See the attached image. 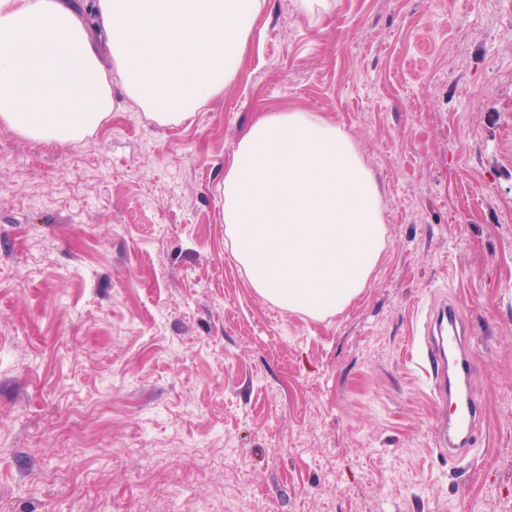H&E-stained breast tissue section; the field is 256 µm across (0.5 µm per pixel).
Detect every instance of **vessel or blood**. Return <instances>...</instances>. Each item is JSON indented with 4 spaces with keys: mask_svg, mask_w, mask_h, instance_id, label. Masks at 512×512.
<instances>
[{
    "mask_svg": "<svg viewBox=\"0 0 512 512\" xmlns=\"http://www.w3.org/2000/svg\"><path fill=\"white\" fill-rule=\"evenodd\" d=\"M457 323L453 306L438 308L428 348L435 397L458 405L455 417L444 419L435 428L438 445L451 452L471 448L483 421L482 405L469 389L473 366L466 350L468 335L458 329Z\"/></svg>",
    "mask_w": 512,
    "mask_h": 512,
    "instance_id": "vessel-or-blood-1",
    "label": "vessel or blood"
}]
</instances>
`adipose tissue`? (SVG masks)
I'll return each mask as SVG.
<instances>
[{
    "label": "adipose tissue",
    "instance_id": "ef3b65f1",
    "mask_svg": "<svg viewBox=\"0 0 512 512\" xmlns=\"http://www.w3.org/2000/svg\"><path fill=\"white\" fill-rule=\"evenodd\" d=\"M268 0H0V124L76 143L120 86L177 125L238 75ZM379 184L356 140L302 108L263 113L224 167V229L256 293L317 317L367 287L386 246Z\"/></svg>",
    "mask_w": 512,
    "mask_h": 512
}]
</instances>
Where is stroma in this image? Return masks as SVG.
<instances>
[{
	"mask_svg": "<svg viewBox=\"0 0 512 512\" xmlns=\"http://www.w3.org/2000/svg\"><path fill=\"white\" fill-rule=\"evenodd\" d=\"M75 144L0 125V512H512V0H268L223 95ZM301 107L358 142L386 247L321 317L262 298L224 166ZM483 431L439 452L428 311Z\"/></svg>",
	"mask_w": 512,
	"mask_h": 512,
	"instance_id": "1",
	"label": "stroma"
}]
</instances>
